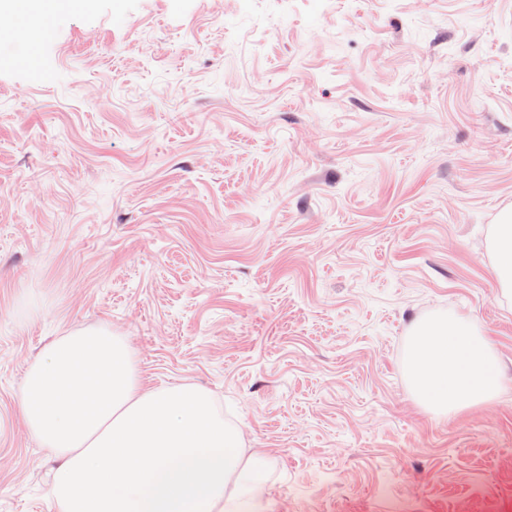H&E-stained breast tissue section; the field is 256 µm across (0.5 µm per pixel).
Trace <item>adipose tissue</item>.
Wrapping results in <instances>:
<instances>
[{
	"label": "adipose tissue",
	"instance_id": "ef3b65f1",
	"mask_svg": "<svg viewBox=\"0 0 512 512\" xmlns=\"http://www.w3.org/2000/svg\"><path fill=\"white\" fill-rule=\"evenodd\" d=\"M497 278L503 295H512V211L495 226ZM412 391L441 413L460 412L492 401L501 375L490 340L470 320L437 317L417 324L406 356Z\"/></svg>",
	"mask_w": 512,
	"mask_h": 512
}]
</instances>
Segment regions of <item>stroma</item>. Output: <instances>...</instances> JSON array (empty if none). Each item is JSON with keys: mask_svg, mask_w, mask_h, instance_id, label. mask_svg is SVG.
Segmentation results:
<instances>
[{"mask_svg": "<svg viewBox=\"0 0 512 512\" xmlns=\"http://www.w3.org/2000/svg\"><path fill=\"white\" fill-rule=\"evenodd\" d=\"M0 40V512H61L18 413L55 337L127 336L269 461L262 512H512V0H74ZM505 383L432 412L414 326ZM59 16L58 11L50 13L44 17L42 15L33 17L27 13L17 11L6 23H1L0 29L2 31V38L9 37L14 39L18 35V32L29 26H33L36 33L35 39L46 40L52 36ZM37 40H34L33 45L28 49L24 56L18 57V61L28 63L36 57ZM492 245L496 252L497 278L505 296L512 295V211L504 212L495 225ZM406 374L428 408L446 414L492 401L501 388L492 343L475 322L453 316L414 327Z\"/></svg>", "mask_w": 512, "mask_h": 512, "instance_id": "obj_1", "label": "stroma"}]
</instances>
